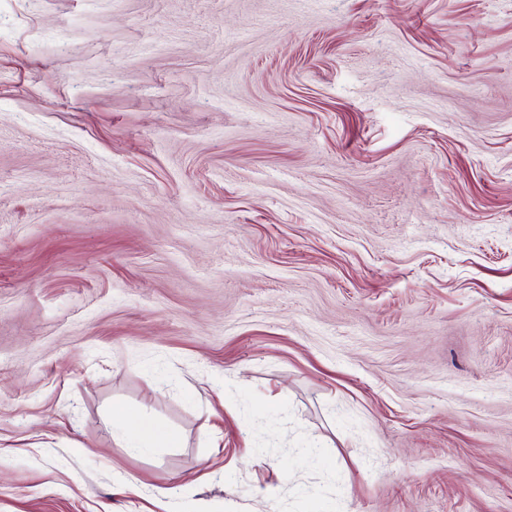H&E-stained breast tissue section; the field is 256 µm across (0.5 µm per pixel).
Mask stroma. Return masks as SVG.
Wrapping results in <instances>:
<instances>
[{
  "mask_svg": "<svg viewBox=\"0 0 512 512\" xmlns=\"http://www.w3.org/2000/svg\"><path fill=\"white\" fill-rule=\"evenodd\" d=\"M313 500L512 512V0H0V512ZM112 425L122 439L124 434L121 430L133 426L135 429V442L130 445L131 448L149 449L159 443H171L174 436L170 431L159 426L154 420L145 415H132L122 407H113Z\"/></svg>",
  "mask_w": 512,
  "mask_h": 512,
  "instance_id": "obj_1",
  "label": "stroma"
}]
</instances>
